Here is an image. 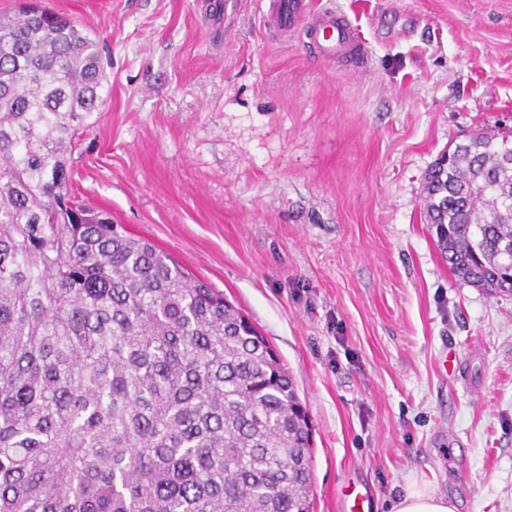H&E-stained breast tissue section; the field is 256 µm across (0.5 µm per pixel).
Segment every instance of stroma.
Masks as SVG:
<instances>
[{"label": "stroma", "instance_id": "stroma-1", "mask_svg": "<svg viewBox=\"0 0 512 512\" xmlns=\"http://www.w3.org/2000/svg\"><path fill=\"white\" fill-rule=\"evenodd\" d=\"M42 0L107 80L71 162L80 201L247 315L313 426L315 512H391L415 473L457 512H512V297L459 279L425 174L512 133V0H318L368 63L322 59L247 0Z\"/></svg>", "mask_w": 512, "mask_h": 512}]
</instances>
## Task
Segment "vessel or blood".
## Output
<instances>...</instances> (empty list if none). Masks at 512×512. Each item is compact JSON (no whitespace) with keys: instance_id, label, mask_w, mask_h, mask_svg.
<instances>
[{"instance_id":"obj_1","label":"vessel or blood","mask_w":512,"mask_h":512,"mask_svg":"<svg viewBox=\"0 0 512 512\" xmlns=\"http://www.w3.org/2000/svg\"><path fill=\"white\" fill-rule=\"evenodd\" d=\"M266 23L286 38L303 35L326 59L350 53L364 55L359 31L332 7L314 6L311 0H271L264 14Z\"/></svg>"}]
</instances>
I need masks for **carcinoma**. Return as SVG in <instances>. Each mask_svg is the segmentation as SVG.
<instances>
[{"instance_id": "1", "label": "carcinoma", "mask_w": 512, "mask_h": 512, "mask_svg": "<svg viewBox=\"0 0 512 512\" xmlns=\"http://www.w3.org/2000/svg\"><path fill=\"white\" fill-rule=\"evenodd\" d=\"M98 42L0 14V512H314L310 418L224 295L76 200L103 102ZM436 244L512 295V147L480 134L426 174Z\"/></svg>"}]
</instances>
